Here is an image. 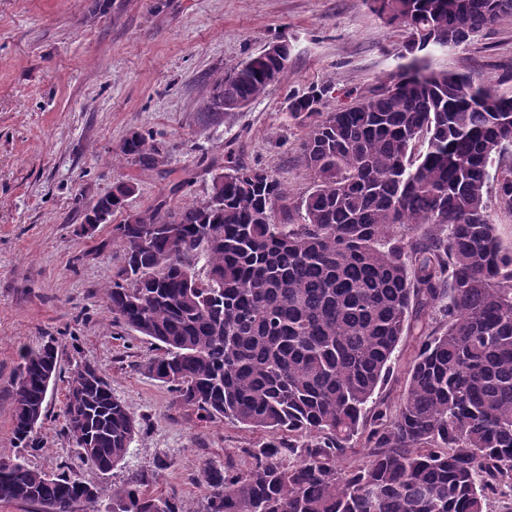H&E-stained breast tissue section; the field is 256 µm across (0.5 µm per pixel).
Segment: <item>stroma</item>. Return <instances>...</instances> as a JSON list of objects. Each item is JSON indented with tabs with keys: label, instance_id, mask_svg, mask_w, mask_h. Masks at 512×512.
Returning <instances> with one entry per match:
<instances>
[{
	"label": "stroma",
	"instance_id": "obj_1",
	"mask_svg": "<svg viewBox=\"0 0 512 512\" xmlns=\"http://www.w3.org/2000/svg\"><path fill=\"white\" fill-rule=\"evenodd\" d=\"M404 39L367 0H0V460L17 453L21 355L53 339L62 379L49 391L32 464L98 485L105 508L113 489L140 476L148 494L176 495L201 512L206 465L261 436L199 422L145 373L158 347L106 309L122 253L112 227L162 199H205L230 151L279 177L292 197L305 194L307 128L292 116L290 95L324 87L322 111L345 105L349 92L398 71ZM274 42L291 48L283 76L246 108L212 115L214 79ZM430 63L512 96V16ZM133 130L163 148L159 170L116 159ZM120 180L136 187L125 209L81 232L84 208ZM79 362L101 369L140 425L125 460L106 474L65 431L63 379Z\"/></svg>",
	"mask_w": 512,
	"mask_h": 512
}]
</instances>
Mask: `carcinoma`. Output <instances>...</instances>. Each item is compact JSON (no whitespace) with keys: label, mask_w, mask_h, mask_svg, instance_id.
I'll return each mask as SVG.
<instances>
[{"label":"carcinoma","mask_w":512,"mask_h":512,"mask_svg":"<svg viewBox=\"0 0 512 512\" xmlns=\"http://www.w3.org/2000/svg\"><path fill=\"white\" fill-rule=\"evenodd\" d=\"M406 33L408 62L332 112L329 88L296 96L308 121L302 155L312 184L290 201L269 171L227 156L208 198L112 225L122 257L105 289L112 321L162 354L145 370L199 422L224 419L263 435L208 465L205 512H512V247L491 206L512 215V96L427 63L469 43L512 0H370ZM290 46L216 78L207 109L258 99L287 67ZM116 155L151 171L163 150L132 131ZM119 183L94 207L123 209ZM302 223L290 222V213ZM426 225L406 241L405 226ZM418 340L399 407L389 383L406 337ZM47 342L22 355L12 435L38 448ZM65 427L101 473L137 433L99 368L74 366ZM87 482L47 474L25 454L0 469V503L73 512ZM137 478L108 512H193Z\"/></svg>","instance_id":"cac0c4a2"}]
</instances>
